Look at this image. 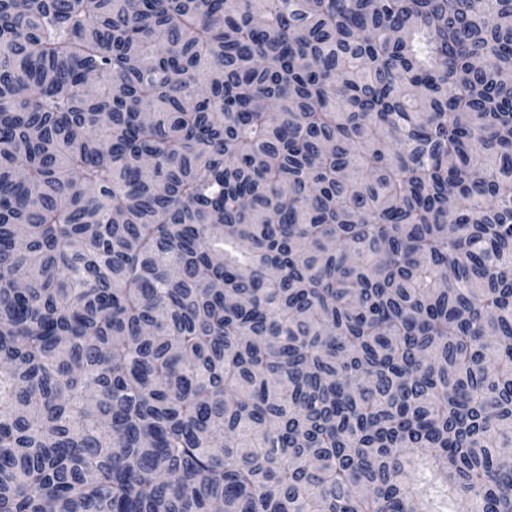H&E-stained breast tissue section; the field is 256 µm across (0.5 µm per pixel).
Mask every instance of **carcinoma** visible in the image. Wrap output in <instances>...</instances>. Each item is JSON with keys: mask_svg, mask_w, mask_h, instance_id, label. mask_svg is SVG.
Segmentation results:
<instances>
[{"mask_svg": "<svg viewBox=\"0 0 512 512\" xmlns=\"http://www.w3.org/2000/svg\"><path fill=\"white\" fill-rule=\"evenodd\" d=\"M512 0H0V512H512Z\"/></svg>", "mask_w": 512, "mask_h": 512, "instance_id": "cac0c4a2", "label": "carcinoma"}]
</instances>
